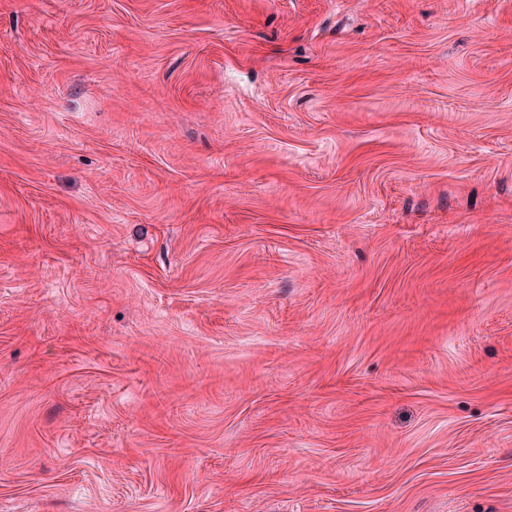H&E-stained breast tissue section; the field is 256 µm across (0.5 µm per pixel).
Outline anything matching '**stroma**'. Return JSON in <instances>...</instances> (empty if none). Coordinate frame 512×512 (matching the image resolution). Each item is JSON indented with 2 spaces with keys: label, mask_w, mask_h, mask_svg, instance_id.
<instances>
[{
  "label": "stroma",
  "mask_w": 512,
  "mask_h": 512,
  "mask_svg": "<svg viewBox=\"0 0 512 512\" xmlns=\"http://www.w3.org/2000/svg\"><path fill=\"white\" fill-rule=\"evenodd\" d=\"M0 512H512V0H0Z\"/></svg>",
  "instance_id": "obj_1"
}]
</instances>
